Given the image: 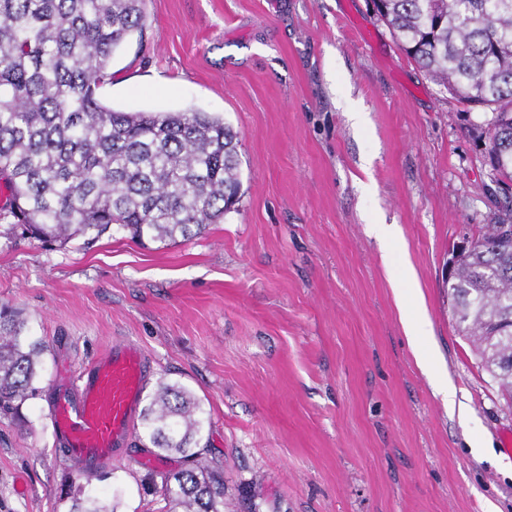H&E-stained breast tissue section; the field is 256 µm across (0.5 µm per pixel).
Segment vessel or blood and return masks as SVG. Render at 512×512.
<instances>
[{
  "instance_id": "b4317fda",
  "label": "vessel or blood",
  "mask_w": 512,
  "mask_h": 512,
  "mask_svg": "<svg viewBox=\"0 0 512 512\" xmlns=\"http://www.w3.org/2000/svg\"><path fill=\"white\" fill-rule=\"evenodd\" d=\"M151 372L138 343L117 339L77 372L61 374L50 422L67 462L91 474L129 447Z\"/></svg>"
}]
</instances>
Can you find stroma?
<instances>
[{
    "label": "stroma",
    "instance_id": "35a3bbf8",
    "mask_svg": "<svg viewBox=\"0 0 512 512\" xmlns=\"http://www.w3.org/2000/svg\"><path fill=\"white\" fill-rule=\"evenodd\" d=\"M144 12L100 101L223 119L241 197L170 245L116 232L50 247L0 223V308L46 347L42 395L0 413V512H69L71 476L115 512L162 508L153 486L181 463L142 423L93 475L61 459L50 427L60 362L82 367L115 338L200 402L224 512H512V404L445 286L453 247L493 209L484 114L464 113L369 0H144ZM375 223L397 241L381 244ZM416 294L430 371L402 322Z\"/></svg>",
    "mask_w": 512,
    "mask_h": 512
}]
</instances>
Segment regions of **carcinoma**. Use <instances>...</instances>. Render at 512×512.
<instances>
[{
    "mask_svg": "<svg viewBox=\"0 0 512 512\" xmlns=\"http://www.w3.org/2000/svg\"><path fill=\"white\" fill-rule=\"evenodd\" d=\"M144 0H0V222L46 245L112 229L175 243L224 220L241 188L237 135L206 112H116L97 91L115 51L142 33ZM405 52L470 110L490 115L486 160L502 191L479 245L453 260V313L512 399V0H372ZM42 341L0 309V410L40 394ZM166 512H221L224 478L198 448L205 412L165 381L141 411ZM71 512H111L96 497Z\"/></svg>",
    "mask_w": 512,
    "mask_h": 512,
    "instance_id": "cac0c4a2",
    "label": "carcinoma"
}]
</instances>
